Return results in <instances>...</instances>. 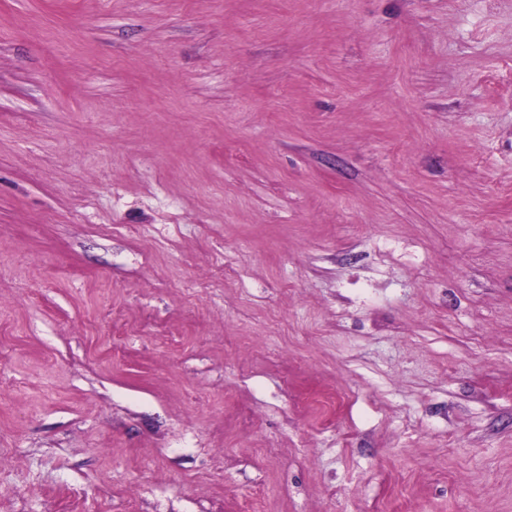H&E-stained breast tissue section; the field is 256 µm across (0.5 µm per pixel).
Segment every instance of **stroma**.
I'll use <instances>...</instances> for the list:
<instances>
[{
    "label": "stroma",
    "instance_id": "stroma-1",
    "mask_svg": "<svg viewBox=\"0 0 512 512\" xmlns=\"http://www.w3.org/2000/svg\"><path fill=\"white\" fill-rule=\"evenodd\" d=\"M0 512H512V0H0Z\"/></svg>",
    "mask_w": 512,
    "mask_h": 512
}]
</instances>
